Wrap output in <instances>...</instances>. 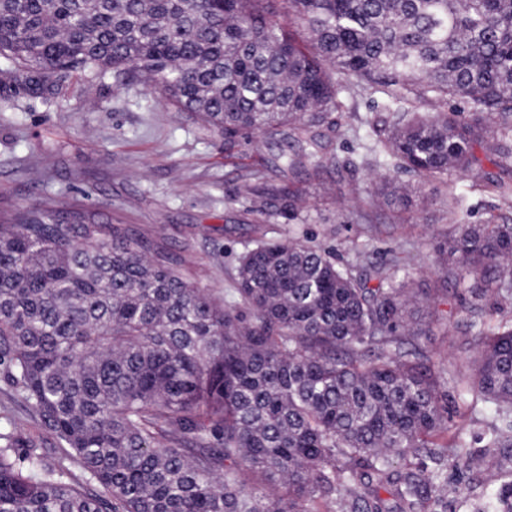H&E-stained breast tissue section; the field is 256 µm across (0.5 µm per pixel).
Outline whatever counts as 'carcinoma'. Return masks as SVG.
<instances>
[{
	"label": "carcinoma",
	"mask_w": 512,
	"mask_h": 512,
	"mask_svg": "<svg viewBox=\"0 0 512 512\" xmlns=\"http://www.w3.org/2000/svg\"><path fill=\"white\" fill-rule=\"evenodd\" d=\"M296 32H290L286 24ZM140 81L224 132L290 142L251 173L292 177L327 145L344 97L373 90L390 120L348 115L375 134L384 165L370 198L405 208L417 189L460 199L452 176L476 147L512 152V0H0V75L25 93L59 94L78 75ZM463 101L471 111L420 112ZM297 216L293 183L271 189ZM469 295L466 370L440 391L409 345L446 288L414 287L401 259L264 232L238 258L235 299L220 304L181 259L120 224L73 212L0 224V367L59 448L99 493L14 455L0 432V512H401L439 504L448 468L496 465L512 447V224H454L435 245ZM494 410L505 427L480 449L448 439L456 400ZM486 512H512V482Z\"/></svg>",
	"instance_id": "cac0c4a2"
}]
</instances>
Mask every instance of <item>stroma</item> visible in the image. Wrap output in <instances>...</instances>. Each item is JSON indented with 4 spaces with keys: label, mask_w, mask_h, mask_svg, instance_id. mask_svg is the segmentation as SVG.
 <instances>
[{
    "label": "stroma",
    "mask_w": 512,
    "mask_h": 512,
    "mask_svg": "<svg viewBox=\"0 0 512 512\" xmlns=\"http://www.w3.org/2000/svg\"><path fill=\"white\" fill-rule=\"evenodd\" d=\"M335 151L357 170L296 177L304 218L259 215L251 211L244 186L248 172L269 153L267 139L255 136L225 151L223 134L194 114L165 105L157 91L138 83L120 85L109 75L75 77L48 100L0 81L1 221L12 222L53 199L57 214L77 208L92 222L126 225L138 236L163 242L196 284L221 302L234 298L238 257L258 224L283 239L334 247L344 262L352 261L357 248L378 265L400 257L413 269L417 287H440L441 266L432 244L451 224L443 190L424 186L425 201L404 210L371 203L367 191L383 167L363 165V151L351 136L337 139ZM490 179L512 181V166L487 154L479 166L454 175L464 222L482 223L492 211L512 224V206L485 187ZM426 321L429 335L414 344L430 357L441 381H451L463 367V348L471 339L466 296L438 304ZM499 423L492 411L474 414L463 407L452 413L449 432L479 448ZM0 430L14 431L17 456H36L46 468L65 466L71 480L84 484L76 460L55 447L1 372ZM498 486L494 471L449 470L441 506L444 512H481Z\"/></svg>",
    "instance_id": "obj_1"
}]
</instances>
